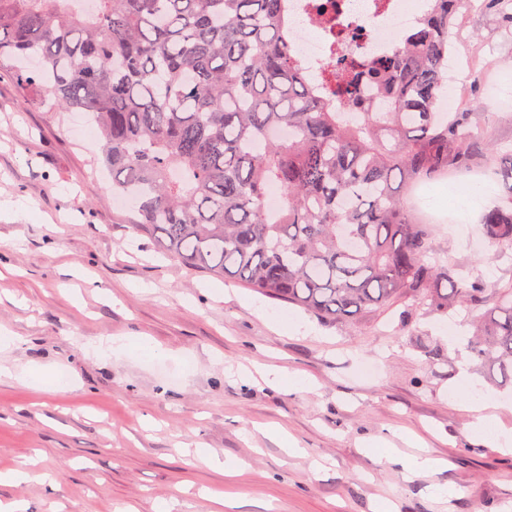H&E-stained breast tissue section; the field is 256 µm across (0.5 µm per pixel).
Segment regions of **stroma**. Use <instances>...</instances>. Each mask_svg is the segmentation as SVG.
<instances>
[{
    "instance_id": "obj_1",
    "label": "stroma",
    "mask_w": 512,
    "mask_h": 512,
    "mask_svg": "<svg viewBox=\"0 0 512 512\" xmlns=\"http://www.w3.org/2000/svg\"><path fill=\"white\" fill-rule=\"evenodd\" d=\"M458 23L482 55L459 104L480 103L493 116L482 136L494 151L511 149L512 111L498 100L512 87V26L479 9ZM33 68L19 59L0 68V202L24 206L0 217V331L13 338L0 350L9 370L0 376V472L33 465L53 486L0 485V502L26 512H373L387 500L396 512H512V454L474 436L451 396L464 371L476 393L512 398V383L472 352L469 308L326 323L234 279L215 294V278L132 231L99 132L78 136L82 112L51 95L28 100L18 76ZM504 191L484 176L463 208L465 236L431 227L439 248L489 281L512 278V257L479 228ZM297 318L312 333H292ZM103 336L131 346L99 349ZM140 338L163 357L133 348ZM268 365L315 386L238 374ZM31 369L73 387H37L21 377ZM270 422L301 455L260 432ZM196 445L241 469L211 467L190 454ZM422 447L442 468L408 474L404 461Z\"/></svg>"
}]
</instances>
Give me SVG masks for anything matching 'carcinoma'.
<instances>
[{
    "mask_svg": "<svg viewBox=\"0 0 512 512\" xmlns=\"http://www.w3.org/2000/svg\"><path fill=\"white\" fill-rule=\"evenodd\" d=\"M75 2L0 0V58H37L21 82L96 117L134 232L326 322L481 308L472 351L512 380V279L460 274L401 195L482 167L480 108L441 109L465 0H435L372 61L334 54V105L291 51L288 0H97L92 13ZM483 7L512 21V0ZM496 174L505 193L481 224L512 255V152ZM270 185L285 197L276 211L263 203Z\"/></svg>",
    "mask_w": 512,
    "mask_h": 512,
    "instance_id": "cac0c4a2",
    "label": "carcinoma"
}]
</instances>
